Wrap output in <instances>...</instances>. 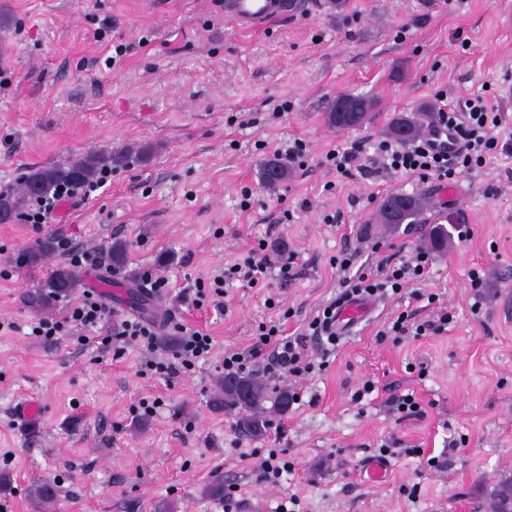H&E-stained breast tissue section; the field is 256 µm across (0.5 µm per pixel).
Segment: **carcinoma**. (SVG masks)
<instances>
[{
	"label": "carcinoma",
	"mask_w": 512,
	"mask_h": 512,
	"mask_svg": "<svg viewBox=\"0 0 512 512\" xmlns=\"http://www.w3.org/2000/svg\"><path fill=\"white\" fill-rule=\"evenodd\" d=\"M372 107L373 102L364 96L343 94L330 104L327 121L336 129L358 127L369 119ZM427 113L429 108L424 107L412 114L395 117L389 124L388 134L402 145L411 144L421 135ZM110 166L112 155L93 153L75 156L64 164L35 168L25 174L17 187L0 191V211H9L16 217L26 203L50 196L61 183L81 186L94 178L101 169ZM289 175L290 166L284 160L273 159L261 164L262 181L269 187L286 181ZM424 208L425 201L417 195L392 194L381 204L378 220L381 224H410L420 216ZM449 238L444 225L436 224L429 231L427 244L435 251H445L448 249ZM54 252L55 242L45 237L28 251L25 260L30 266L37 265ZM76 281L74 270L62 264L40 288L28 296V301L34 308H47L59 295L75 288ZM213 401L218 408L239 409L240 431L257 439L268 430L267 415L288 411L293 397L288 390L282 389L277 393L272 406L267 408L266 386L261 379L251 374H231L218 380ZM31 496L37 505H49L57 496L56 486L45 480L33 488ZM491 508L493 512H512V490L494 491Z\"/></svg>",
	"instance_id": "obj_1"
}]
</instances>
